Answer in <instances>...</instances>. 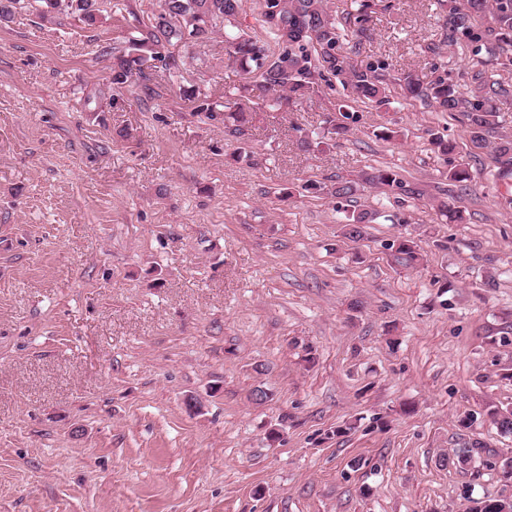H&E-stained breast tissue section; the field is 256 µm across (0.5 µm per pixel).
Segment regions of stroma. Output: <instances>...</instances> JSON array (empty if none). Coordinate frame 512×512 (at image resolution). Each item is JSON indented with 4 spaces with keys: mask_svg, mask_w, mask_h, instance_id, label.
I'll return each instance as SVG.
<instances>
[{
    "mask_svg": "<svg viewBox=\"0 0 512 512\" xmlns=\"http://www.w3.org/2000/svg\"><path fill=\"white\" fill-rule=\"evenodd\" d=\"M394 2L347 39L354 64L426 82L437 45L468 82L437 0ZM158 4L0 25V512H467L512 496L493 466L512 434L487 415L512 408V178L491 148L396 93L305 148L336 112L326 89L250 105L234 159L223 116L180 94L215 106L243 84L220 34L101 105L113 47ZM460 163L468 181L450 182ZM374 167L424 195L361 187L352 207L388 219L353 242L337 199L302 186ZM400 236L416 267L393 263ZM417 243L410 237L400 236L389 244L394 261L404 267H412L419 261Z\"/></svg>",
    "mask_w": 512,
    "mask_h": 512,
    "instance_id": "35a3bbf8",
    "label": "stroma"
}]
</instances>
